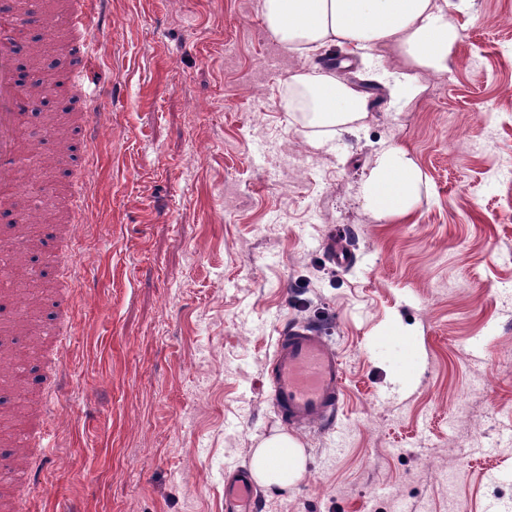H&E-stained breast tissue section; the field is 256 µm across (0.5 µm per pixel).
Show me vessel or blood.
Here are the masks:
<instances>
[{"instance_id": "1", "label": "vessel or blood", "mask_w": 512, "mask_h": 512, "mask_svg": "<svg viewBox=\"0 0 512 512\" xmlns=\"http://www.w3.org/2000/svg\"><path fill=\"white\" fill-rule=\"evenodd\" d=\"M99 0H69L66 23L70 72L78 86L96 82L95 7ZM19 47L0 31V186L17 187L23 178L18 130L23 116L38 102L36 92H23L19 74ZM91 97L71 106L79 120L71 127L62 149L69 165L85 166L87 146L96 142L100 125L90 106ZM270 400L281 422L300 430L329 425L335 418L344 387V366L320 331L309 324L289 323L278 332L269 369ZM258 489L245 473L224 477V512H256Z\"/></svg>"}]
</instances>
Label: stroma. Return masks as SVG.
I'll use <instances>...</instances> for the list:
<instances>
[{
  "instance_id": "1",
  "label": "stroma",
  "mask_w": 512,
  "mask_h": 512,
  "mask_svg": "<svg viewBox=\"0 0 512 512\" xmlns=\"http://www.w3.org/2000/svg\"><path fill=\"white\" fill-rule=\"evenodd\" d=\"M443 76L384 96L360 127L308 149L282 109L299 66L256 0H102L94 33L103 131L81 227L39 251L24 303L27 364L51 362L44 316L68 269L86 295L59 326L62 379L0 410L27 441L45 400L58 447L30 482L0 470L13 512H224V474L284 426L269 401L279 327L316 325L339 352L331 430L294 432L305 474L261 488L262 512H512V0H465ZM55 89L21 135L56 193L70 182L46 119L64 123L66 47L42 41ZM388 141L425 177L409 218L377 220L356 184ZM336 237L354 257L330 258ZM404 345L408 374L376 348Z\"/></svg>"
}]
</instances>
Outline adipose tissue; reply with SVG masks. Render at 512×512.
<instances>
[{
    "label": "adipose tissue",
    "mask_w": 512,
    "mask_h": 512,
    "mask_svg": "<svg viewBox=\"0 0 512 512\" xmlns=\"http://www.w3.org/2000/svg\"><path fill=\"white\" fill-rule=\"evenodd\" d=\"M451 5L452 0H258L266 30L303 61L284 84L283 107L304 116L309 143L323 147L370 108L367 94L325 70L317 53L337 48L372 60L402 59L403 70L383 77L402 96L414 97L422 76L447 72L461 38ZM422 185V172L406 148L391 141L376 152L357 193L376 218L394 221L411 214ZM304 472V450L288 435L272 436L253 451L250 475L260 486L291 488Z\"/></svg>",
    "instance_id": "adipose-tissue-1"
}]
</instances>
